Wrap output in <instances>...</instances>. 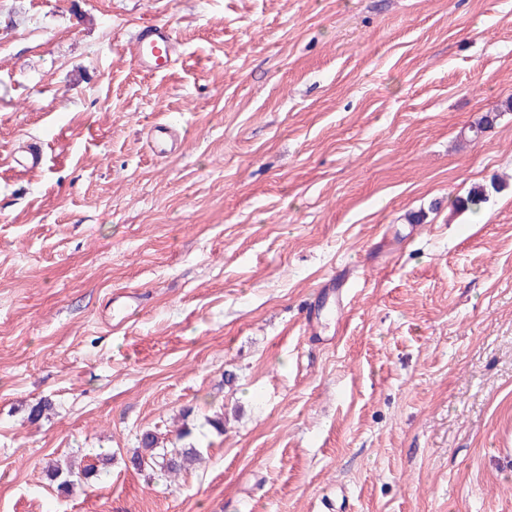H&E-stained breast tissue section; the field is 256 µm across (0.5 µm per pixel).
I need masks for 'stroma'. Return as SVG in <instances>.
<instances>
[{
	"instance_id": "stroma-1",
	"label": "stroma",
	"mask_w": 512,
	"mask_h": 512,
	"mask_svg": "<svg viewBox=\"0 0 512 512\" xmlns=\"http://www.w3.org/2000/svg\"><path fill=\"white\" fill-rule=\"evenodd\" d=\"M510 99L512 0H0V512H512ZM136 41L134 63L143 71H156L161 63L177 54L176 39L166 25H152L142 31ZM173 131L169 125L155 126L151 133V149L160 156H166L174 148ZM489 197V190L484 185L472 187L465 197L456 199V209L459 211L476 212L480 209L482 203H485ZM143 453L134 458V463L139 467H148L151 470H159L168 475H177L186 470L199 456L197 448H182L179 451L168 452L165 448H159L158 437L148 431L141 438Z\"/></svg>"
}]
</instances>
